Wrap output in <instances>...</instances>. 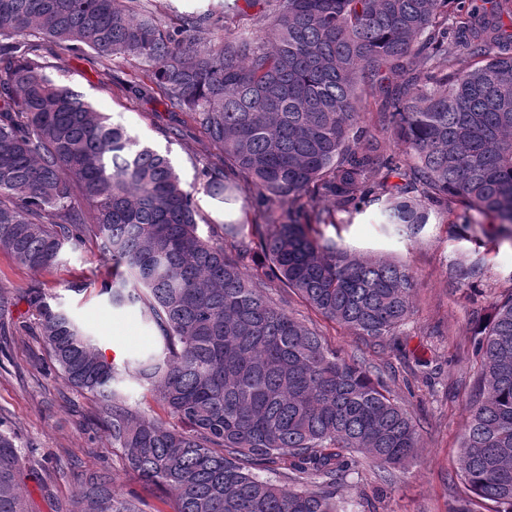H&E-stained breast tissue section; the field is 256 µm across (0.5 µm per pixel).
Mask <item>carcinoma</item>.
Segmentation results:
<instances>
[{
    "label": "carcinoma",
    "instance_id": "obj_1",
    "mask_svg": "<svg viewBox=\"0 0 512 512\" xmlns=\"http://www.w3.org/2000/svg\"><path fill=\"white\" fill-rule=\"evenodd\" d=\"M506 12L512 0H459L451 18L448 0H263L252 28L217 40L208 9L165 26L140 0H0V251L46 270L90 239L112 262V305L139 306L159 329L162 352L120 368L44 289L24 293L54 368L97 398V425L131 471L172 493L173 512H345L336 485L360 458L385 479L416 458L418 426L379 378L261 285L382 339L410 312L409 268L315 226L380 203L386 232L412 237L455 204L512 231ZM31 32L60 61L91 50L148 62V81L183 115L170 134L193 124L223 159L206 192L225 203L249 194L254 221L224 224L220 242L202 237L168 156L53 79ZM461 56L465 70L453 65ZM431 59L436 74L417 66ZM361 91L382 100V129L407 161L360 125ZM483 273L463 258L451 278ZM472 342L481 372L459 455L468 496L455 512L482 502L512 512V293ZM127 376L181 426L131 406L117 388ZM270 465L297 487L257 473ZM24 478L22 449L0 431V512H31ZM76 482L65 512H140L107 469Z\"/></svg>",
    "mask_w": 512,
    "mask_h": 512
}]
</instances>
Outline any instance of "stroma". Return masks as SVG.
<instances>
[{"label": "stroma", "mask_w": 512, "mask_h": 512, "mask_svg": "<svg viewBox=\"0 0 512 512\" xmlns=\"http://www.w3.org/2000/svg\"><path fill=\"white\" fill-rule=\"evenodd\" d=\"M55 51L53 43H43L42 54L53 66L54 79L125 127L140 144L168 154L197 201L202 236L219 238L228 218L249 222V197L240 196L226 207L206 194V173L219 157L208 148L201 130L192 126L182 137L171 136L175 118L162 96L147 99L131 91V84L142 79L145 63L104 59L89 50L61 63ZM378 217L379 208L373 205L343 223L320 225L319 232L358 253L385 254L412 269V308L394 335L380 341L358 336L322 318L288 289L274 287L270 293L288 313L317 328L342 356L357 357L372 372L381 373L390 397L419 426V454L396 470L392 481H381L367 464L344 478L338 495L351 512H450L465 494L458 457L477 370L472 319L478 312L491 313L497 298L512 289V237L500 236L493 250H486L494 225L453 204L432 214L412 238L385 234ZM463 256L485 265L476 285L450 278V268ZM106 268L91 243L66 246L48 271L20 266L0 252V429L15 435L34 473L25 487L32 512H60L75 492L77 474L101 468L117 475L118 490L134 494L143 512H172L167 491L126 471L121 450L96 426L93 397L49 371L48 350L23 298L31 286L45 288L114 364L159 351L157 327L138 308L114 307L102 293Z\"/></svg>", "instance_id": "35a3bbf8"}]
</instances>
